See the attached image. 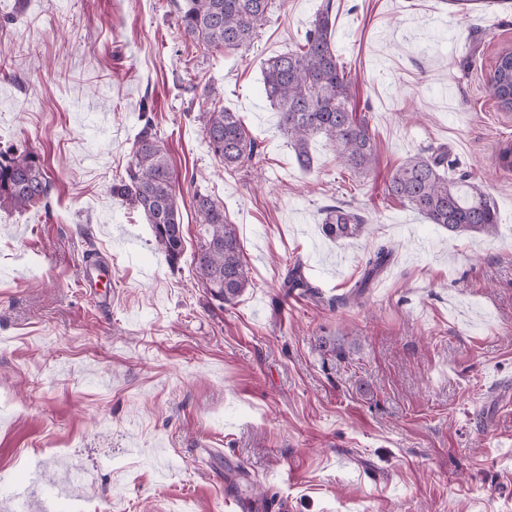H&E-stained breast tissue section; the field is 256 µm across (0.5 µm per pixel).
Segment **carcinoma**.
<instances>
[{
	"label": "carcinoma",
	"mask_w": 512,
	"mask_h": 512,
	"mask_svg": "<svg viewBox=\"0 0 512 512\" xmlns=\"http://www.w3.org/2000/svg\"><path fill=\"white\" fill-rule=\"evenodd\" d=\"M271 6L272 0H182L177 4L176 23L185 37L207 51L235 50L251 43ZM332 27L328 0L315 14L297 49L264 62L263 90L279 115V127L288 135L301 169L312 166L310 140L322 136L343 167L362 174L376 165L374 138L368 121L353 113L355 82L339 67L331 43ZM501 82L512 84V52L499 56L490 87ZM202 135L227 170L249 166L257 156L258 144L241 118L224 107L205 113ZM49 190L50 180L38 155L17 149L0 151L1 208L35 206L47 199ZM387 191L450 234L491 236L499 224L491 195L456 171L444 145L407 158L391 174ZM112 196L145 217L156 246L169 265L176 266L185 245L179 198L163 138L149 118L135 136L126 175L112 185ZM194 202L203 226L193 256L195 277L213 300L230 303L250 286L235 225L227 222L224 205L207 191H195ZM323 214L321 228L328 237L350 239L365 231L366 218L355 209L329 205ZM389 255L387 248L380 247L367 259L354 292L332 298L329 304L357 300ZM283 287L314 298L322 295L298 262L289 270Z\"/></svg>",
	"instance_id": "obj_1"
}]
</instances>
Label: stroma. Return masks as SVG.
I'll return each instance as SVG.
<instances>
[{
	"label": "stroma",
	"instance_id": "stroma-1",
	"mask_svg": "<svg viewBox=\"0 0 512 512\" xmlns=\"http://www.w3.org/2000/svg\"><path fill=\"white\" fill-rule=\"evenodd\" d=\"M328 1L376 142L365 174L319 137L300 170L263 91L264 61ZM506 51L512 0H275L250 46L216 54L173 0H0V148L38 154L52 182L0 209V512H512V111L490 87ZM215 107L256 139L252 167L210 153ZM145 114L179 194L175 268L111 192ZM431 145L493 195L495 236L387 196ZM198 189L243 246L233 304L192 272ZM336 202L367 216L360 238L323 235ZM383 246L357 303L330 306ZM99 260L108 307L80 276ZM297 262L324 300L283 292Z\"/></svg>",
	"mask_w": 512,
	"mask_h": 512
}]
</instances>
